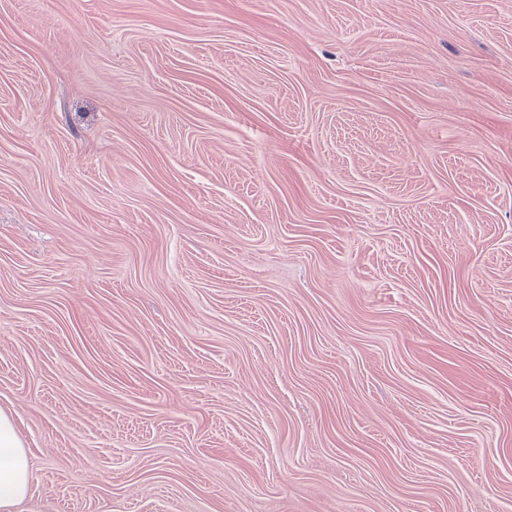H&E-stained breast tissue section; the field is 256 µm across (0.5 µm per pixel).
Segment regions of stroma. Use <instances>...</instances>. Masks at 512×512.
Wrapping results in <instances>:
<instances>
[{
	"label": "stroma",
	"mask_w": 512,
	"mask_h": 512,
	"mask_svg": "<svg viewBox=\"0 0 512 512\" xmlns=\"http://www.w3.org/2000/svg\"><path fill=\"white\" fill-rule=\"evenodd\" d=\"M0 409L32 512H512V0H0Z\"/></svg>",
	"instance_id": "1"
}]
</instances>
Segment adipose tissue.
<instances>
[{
    "instance_id": "adipose-tissue-1",
    "label": "adipose tissue",
    "mask_w": 512,
    "mask_h": 512,
    "mask_svg": "<svg viewBox=\"0 0 512 512\" xmlns=\"http://www.w3.org/2000/svg\"><path fill=\"white\" fill-rule=\"evenodd\" d=\"M30 477L28 453L11 416L0 410V512H23Z\"/></svg>"
}]
</instances>
